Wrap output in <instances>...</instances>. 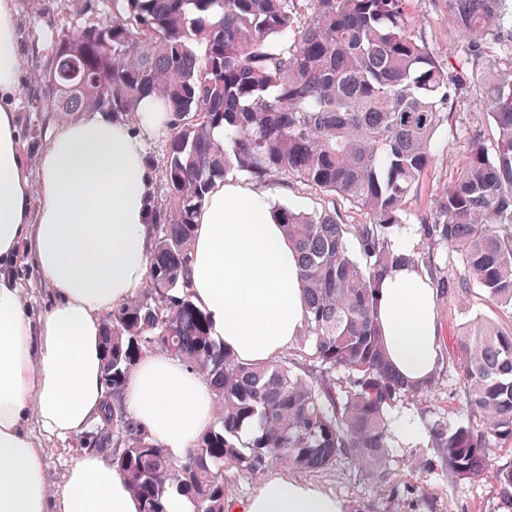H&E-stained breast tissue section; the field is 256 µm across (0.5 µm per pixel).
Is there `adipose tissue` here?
Masks as SVG:
<instances>
[{
  "instance_id": "obj_1",
  "label": "adipose tissue",
  "mask_w": 512,
  "mask_h": 512,
  "mask_svg": "<svg viewBox=\"0 0 512 512\" xmlns=\"http://www.w3.org/2000/svg\"><path fill=\"white\" fill-rule=\"evenodd\" d=\"M20 57L12 0H0V264L27 245L56 303L31 318L15 281L0 277V512H140L112 461L73 458L48 498L44 457L29 430L84 433L106 397L103 316L143 288L153 248L154 179L138 133L101 114L52 124L30 173L13 101ZM190 291L212 336L239 360L267 362L304 330L292 246L266 195L217 184L196 216ZM377 315L397 370L412 381L439 363L438 292L421 268L400 266L381 282ZM131 415L178 461L214 419L217 399L197 374L163 354L130 371ZM310 483L269 476L235 512H347Z\"/></svg>"
}]
</instances>
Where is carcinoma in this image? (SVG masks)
<instances>
[{
	"mask_svg": "<svg viewBox=\"0 0 512 512\" xmlns=\"http://www.w3.org/2000/svg\"><path fill=\"white\" fill-rule=\"evenodd\" d=\"M77 3V26L51 36L40 107L136 118L139 103L172 113L158 163L165 199L152 205L154 248L144 288L103 318L110 403L84 444L112 454L142 512H166L174 492L194 512H227L224 467L254 479L284 462L319 472L347 459L387 476L388 411L434 390L393 371L376 317L382 278L402 262L392 229L432 162L435 131L459 84L482 95L491 133L477 130L420 225L431 244L461 255L464 272L432 275L443 297L475 285L512 309V63L485 66L474 47L462 78L445 71L414 34L411 0H43ZM502 0H450L456 30L494 40ZM239 175L338 195L368 220L275 208L295 245L305 330L293 357L246 363L210 336L188 288L197 210L219 182ZM357 242L352 254L348 240ZM202 375L218 420L180 462L133 421L123 389L155 347ZM468 421L431 427L455 481L490 475L512 490V462L491 467L484 448L512 446V325L476 318L452 350Z\"/></svg>",
	"mask_w": 512,
	"mask_h": 512,
	"instance_id": "obj_1",
	"label": "carcinoma"
}]
</instances>
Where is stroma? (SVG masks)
I'll return each mask as SVG.
<instances>
[{"mask_svg":"<svg viewBox=\"0 0 512 512\" xmlns=\"http://www.w3.org/2000/svg\"><path fill=\"white\" fill-rule=\"evenodd\" d=\"M412 9L415 34L429 46L440 63L458 65L465 56L468 41L453 26L449 0H413ZM14 12L20 55L15 109L26 161L33 169L47 141L33 138L31 132L46 127L52 121L37 102L40 86L37 61L40 53L34 42L36 37L48 38L55 30L73 25L74 14L61 8L49 13L39 11L35 0H14ZM486 126L480 98L470 92H461L448 120L438 126L433 136V160L420 192L404 205L405 222L396 228L393 235L396 248L414 253L423 260L431 259L448 272L462 273L461 256L445 246L427 243L421 237L419 227L428 223L433 203L447 185L450 173L459 166L472 131ZM238 182L253 184L273 205H286L308 212L327 210L336 213L346 224L362 220L360 213L338 196L323 197L296 185L284 187L273 180L252 183L242 176ZM12 270L22 302L32 313H41L55 302L54 290L41 278L27 252H19ZM477 317L505 324L512 321V310L498 306L475 287L454 299H440L442 357L436 386L430 396L407 399L392 409V416L415 426L418 437L408 446L390 442L385 484L375 483L366 471L347 460L338 461L335 466L321 472H305L278 462L272 465V472L320 486L345 500L349 512H512V497L502 493L494 478L455 482L445 470L438 467L427 469L421 465L422 460L433 453L429 437L431 424L441 420L454 425L467 418L464 387L448 356L461 328ZM44 448L47 493L53 496L57 494L64 474L80 448L73 438L45 442Z\"/></svg>","mask_w":512,"mask_h":512,"instance_id":"obj_1","label":"stroma"}]
</instances>
